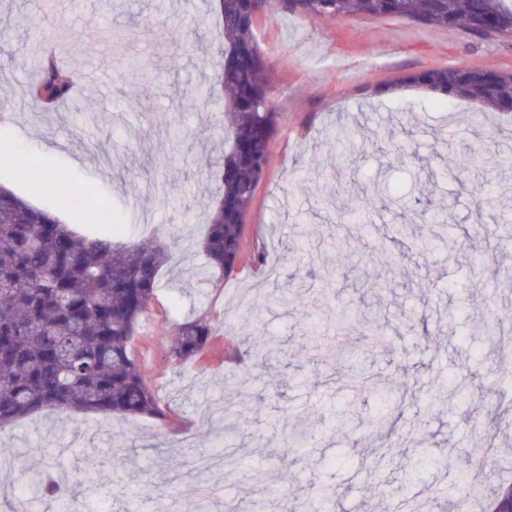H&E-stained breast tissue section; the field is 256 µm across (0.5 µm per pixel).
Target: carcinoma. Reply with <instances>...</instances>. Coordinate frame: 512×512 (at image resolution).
Segmentation results:
<instances>
[{
	"mask_svg": "<svg viewBox=\"0 0 512 512\" xmlns=\"http://www.w3.org/2000/svg\"><path fill=\"white\" fill-rule=\"evenodd\" d=\"M284 8L309 18L337 20L356 14L394 16L435 28H463L481 36L512 37V0H218L223 18L221 61L214 83L194 89L187 102L220 92L224 97V158L215 178L216 204L208 208L203 251L209 266L232 276L245 261L243 233L259 185L265 179L270 144L277 125L270 96V67L260 53L254 21ZM477 68L461 63L433 66L410 74L404 82L446 97L473 100L494 112L512 111V78L497 71L474 78ZM84 81L75 66L63 64L61 51L41 57L27 89L32 112H52L67 103ZM485 162L475 148L449 170L461 184ZM57 203L79 209L88 221L99 213L86 208L82 196L54 176ZM174 260L168 243L158 237L114 240V235L85 232L49 217L12 190L0 186V433L46 409L70 414H119L154 418L167 424L169 413L131 355L141 317L156 297L161 268ZM237 336L227 323L205 317L178 324L168 353L183 363L204 357L218 330ZM253 335L237 336L257 360L277 357L288 368V352ZM351 382L384 404L371 417L374 432L390 436V405L400 386L354 377ZM314 438L299 423L284 432V441L300 447ZM40 497L64 501L78 488L46 473L35 474ZM280 495L274 487L253 499L249 512H269ZM512 501V482L499 486L487 512H504Z\"/></svg>",
	"mask_w": 512,
	"mask_h": 512,
	"instance_id": "cac0c4a2",
	"label": "carcinoma"
}]
</instances>
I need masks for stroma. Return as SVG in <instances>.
<instances>
[{
  "label": "stroma",
  "mask_w": 512,
  "mask_h": 512,
  "mask_svg": "<svg viewBox=\"0 0 512 512\" xmlns=\"http://www.w3.org/2000/svg\"><path fill=\"white\" fill-rule=\"evenodd\" d=\"M36 19L31 0H0V101L8 109L0 141L24 158L0 162V183L51 210L55 197L35 191L33 181L41 172L59 173L127 236L160 229L176 237L180 259L161 270L132 354L191 433L147 418L48 410L1 433L0 453H64V479L81 486L80 512H158L161 454L176 458L189 437L208 448V414L229 404L248 423L223 442L236 451L239 466L231 474L214 472L224 499L213 512L259 497L272 483L287 489L272 512H293L300 504L317 512L314 487L325 482L337 490L335 512H388L403 496L422 512H446L429 494L442 486L456 488L468 512H480L487 489L512 480V429L498 434L497 461L488 465L479 429L499 396L512 392V379L498 367L502 349L481 336L492 309H512V284L505 281L512 275V173L480 168L468 186L450 177L448 166L474 144L494 155L512 147V118L420 87L394 93L388 87L461 62L510 72L512 44L398 17L320 20L282 11L259 19L257 42L273 69L278 126L268 176L246 218L245 247L263 244L266 260L225 278L208 269L201 251L202 200L216 191L214 164L224 153V103L216 95L197 107L184 99L186 89L207 84L217 68L213 0H54L45 24ZM175 27L198 39L196 51L185 52L171 38ZM74 29L84 34L77 46L67 42ZM48 36L65 46L71 64L97 71L100 82L62 111L35 114L22 99L30 68L12 64L11 56ZM345 128L352 141L329 151ZM147 146L168 167L147 165ZM405 147L422 158V179L397 160ZM381 180L409 207L370 198ZM486 180L500 186L492 207L473 190ZM435 209L449 218L455 253L413 245L414 235L429 232ZM477 222L488 233L463 237V227ZM401 224L413 235L402 246L405 274L393 278L384 262L362 257ZM339 236L357 251H330ZM379 278L387 282L380 302L368 286ZM289 284L299 290L293 304L268 305L269 294ZM323 291L334 308L356 309L359 319L348 334L327 336L328 348L320 351L306 323ZM463 296L468 315L447 324L446 314ZM375 308L382 314L377 344L370 341ZM204 314L286 345L295 381L275 386L272 369L256 365L247 351L226 356L220 335L203 359L170 361L167 342L176 324ZM338 349L346 356L340 364ZM356 373L406 383L394 435H373L357 419L345 427L334 423L332 411L352 399L348 380ZM450 382L476 384L481 401H449L441 388ZM287 414L313 427L307 447H281L277 426ZM116 448L134 449L138 480L113 467ZM451 448L468 460L471 482L436 468L435 458Z\"/></svg>",
  "instance_id": "1"
}]
</instances>
